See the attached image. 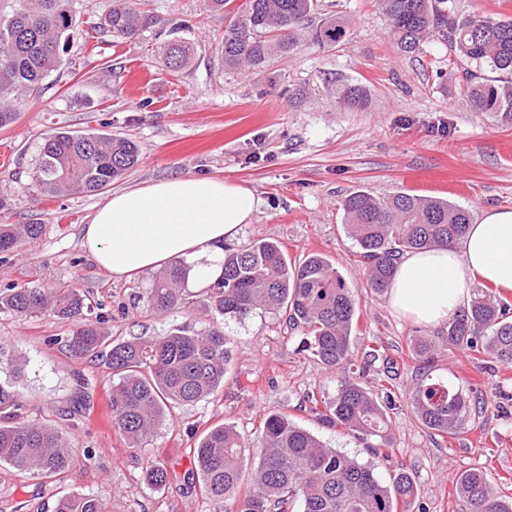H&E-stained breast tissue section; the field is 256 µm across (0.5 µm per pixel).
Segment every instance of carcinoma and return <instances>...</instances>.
I'll use <instances>...</instances> for the list:
<instances>
[{"label":"carcinoma","instance_id":"obj_1","mask_svg":"<svg viewBox=\"0 0 512 512\" xmlns=\"http://www.w3.org/2000/svg\"><path fill=\"white\" fill-rule=\"evenodd\" d=\"M391 21V36L404 54L441 40L465 62L467 94L480 112L512 125V19L455 13L448 0H377ZM318 0H244L224 28L217 53L224 68L261 71L276 57L292 56L305 45L331 49L346 41L350 22L318 15ZM79 24L75 0H16L10 16L0 17V128L18 118V107L43 90L63 65L59 48ZM148 24L138 0H112L103 27L112 36L134 39ZM192 58L191 48L171 40L160 57L170 72ZM494 73L489 77L486 72ZM350 110H363V87L347 85L338 94ZM139 161L138 146L102 131L75 133L57 128L42 140L33 171L34 184L48 195L94 193L107 189ZM471 224L469 209L407 192L378 197L357 190L343 203V228L359 247L366 288L376 295L390 286L396 260L406 252L462 240ZM44 225L0 224V255L8 257L41 239ZM189 266L163 268L143 296L148 312L192 310ZM212 323L205 330L178 326L169 332L127 340L109 338L89 309L77 282L52 288L0 289V310L19 317L50 315L71 323L64 346L79 357L102 358L112 370V423L130 447L140 448L175 407L213 396L223 385L231 360L224 321L253 314L284 313L305 331L311 353L340 374L336 396L322 422L341 428L364 445L370 459L330 447L288 414L264 418L248 443L228 424L210 428L194 448L193 470L200 488L224 503V512H414L417 485L402 469L384 478L378 460L389 457L394 433L390 388H365L350 376L352 332L359 306L353 290L328 257L309 253L292 262L280 245L254 239L224 253L222 276L204 289ZM448 349L478 360L512 365V303L495 288H478L462 314L448 322ZM409 354L433 368L442 352L426 336L410 339ZM416 419L441 437L455 436L476 423L486 400L469 396L442 381L425 377L408 393ZM46 481L57 480L74 465L67 442L45 419H29L15 395L0 385V465ZM154 488L169 482L163 465L145 469ZM455 490L471 512H512L485 471L470 469L454 479ZM54 512H109L90 494H66Z\"/></svg>","mask_w":512,"mask_h":512}]
</instances>
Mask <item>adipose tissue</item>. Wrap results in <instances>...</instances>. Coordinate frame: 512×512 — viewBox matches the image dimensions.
<instances>
[{
  "label": "adipose tissue",
  "mask_w": 512,
  "mask_h": 512,
  "mask_svg": "<svg viewBox=\"0 0 512 512\" xmlns=\"http://www.w3.org/2000/svg\"><path fill=\"white\" fill-rule=\"evenodd\" d=\"M253 191L188 174L112 193L83 229L90 259L113 278L184 261L204 285L224 269V243L257 209ZM512 291V210L491 211L446 247L406 253L388 293L392 309L436 327L460 315L477 283Z\"/></svg>",
  "instance_id": "1"
}]
</instances>
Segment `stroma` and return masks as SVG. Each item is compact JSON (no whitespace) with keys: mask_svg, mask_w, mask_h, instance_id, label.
I'll return each instance as SVG.
<instances>
[{"mask_svg":"<svg viewBox=\"0 0 512 512\" xmlns=\"http://www.w3.org/2000/svg\"><path fill=\"white\" fill-rule=\"evenodd\" d=\"M320 2L323 13L351 19L347 41L332 50H300L256 73L225 70L216 50L225 14L206 11L204 0H145L151 21L132 41L99 27L112 0H76L80 22L64 67L39 96L24 101L12 126L0 129L6 150L0 157V224L45 226L35 247L0 259V288L78 281L89 305L104 304L105 327L120 338L182 324L208 328L199 314L145 312L142 295L152 273L115 280L89 259L82 229L109 191L51 196L34 186L32 167L47 132L106 128L134 141L140 153L113 190L181 174L222 178L260 200L230 247L266 239L292 260L311 252L335 260L360 308L354 364L365 368L366 384L390 376L397 403L391 413L394 452L381 462L382 475L411 472L425 512H469L453 479L473 468L486 470L498 495L511 500L512 367L489 371L467 354L449 353L434 374L463 391L486 392L484 424L453 438L423 427L405 400L420 377L408 344L414 335L445 337L447 329L400 316L387 296L364 290L357 246L342 226V203L364 188L442 198L468 208L476 222L486 212L512 210V125L473 107L446 44L430 41L405 56L376 0ZM176 35L193 46L194 56L174 73L158 58ZM347 83L366 90L367 109L339 104L336 91ZM69 330L49 315L0 312V361L24 367L12 392L26 415L52 421L77 461L54 482L0 466V512H53L57 498L72 492L96 495L110 512H224L223 504L202 494L198 480L188 478L192 448L216 424L253 437L265 415L280 411L331 447L369 458L353 436L322 424L313 412L309 394L330 401L337 378L283 315L226 321L232 360L223 388L174 409L143 448L127 447L112 425L111 370L54 344ZM151 461L172 473L163 489L144 481Z\"/></svg>","mask_w":512,"mask_h":512,"instance_id":"1","label":"stroma"}]
</instances>
